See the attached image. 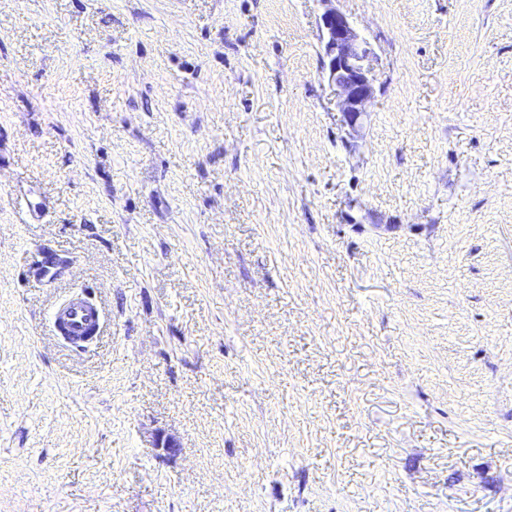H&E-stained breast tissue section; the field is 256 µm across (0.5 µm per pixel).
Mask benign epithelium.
<instances>
[{"instance_id":"7a95c632","label":"benign epithelium","mask_w":512,"mask_h":512,"mask_svg":"<svg viewBox=\"0 0 512 512\" xmlns=\"http://www.w3.org/2000/svg\"><path fill=\"white\" fill-rule=\"evenodd\" d=\"M321 2L326 4L321 22L329 80L336 86L341 122L350 135L356 136L363 128L367 105L375 93L373 54L348 18L331 6L333 0Z\"/></svg>"}]
</instances>
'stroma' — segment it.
Returning a JSON list of instances; mask_svg holds the SVG:
<instances>
[{"instance_id":"obj_1","label":"stroma","mask_w":512,"mask_h":512,"mask_svg":"<svg viewBox=\"0 0 512 512\" xmlns=\"http://www.w3.org/2000/svg\"><path fill=\"white\" fill-rule=\"evenodd\" d=\"M335 6L355 139L321 0H0V512H512V0ZM327 5L321 16L324 30V54L329 80L336 86L337 106L342 124L356 136L367 117V105L374 97L375 76L371 49L360 40L348 18ZM52 319L61 335L79 336L91 325L99 329L100 310L86 300L70 299L55 306Z\"/></svg>"}]
</instances>
